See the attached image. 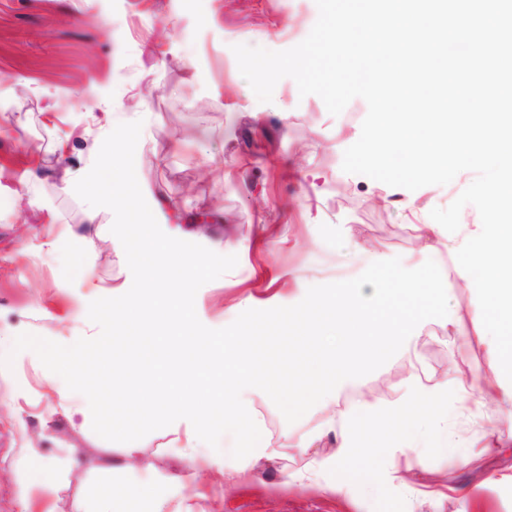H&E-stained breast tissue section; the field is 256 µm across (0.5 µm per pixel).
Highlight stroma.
Here are the masks:
<instances>
[{"mask_svg": "<svg viewBox=\"0 0 512 512\" xmlns=\"http://www.w3.org/2000/svg\"><path fill=\"white\" fill-rule=\"evenodd\" d=\"M317 18L315 0H0V356L23 332L58 342L96 333L90 302L104 288L116 297L130 288L112 211L74 192L121 123H143L135 172L160 228L238 258L196 294L207 327L232 323L247 295L257 309L290 306L311 286L355 278L378 250L418 267L411 209L426 216L448 207L474 172L383 195L378 181L342 169L368 111L363 99L334 116L285 77L263 103L239 71L234 45L285 50ZM204 214L206 233L198 227ZM89 222L98 234L90 254L80 240ZM448 296V318L423 321L410 350L295 423L263 391H247L277 454L246 469L231 457L228 435L219 449H205L224 462L211 468L179 458L184 435L172 426L137 440L132 457L92 428L73 429L46 368L21 352L0 370V512H77L107 485L128 512H154L153 502L129 496L142 483L155 486L167 512H512L511 440L491 441L490 452L462 470L438 436L421 433L427 466L420 471L378 437L369 479L345 497L323 492L312 475L314 460L334 454L335 435L301 453L282 446L286 435L346 407L398 402L412 376L427 390L449 379L482 389L494 377V349L471 325L448 330L449 318L474 310L476 293L452 277ZM503 412L490 398L449 403L448 437L481 438ZM71 448L78 462L55 493L24 484L29 453L60 459ZM450 482L462 494L417 493Z\"/></svg>", "mask_w": 512, "mask_h": 512, "instance_id": "stroma-1", "label": "stroma"}]
</instances>
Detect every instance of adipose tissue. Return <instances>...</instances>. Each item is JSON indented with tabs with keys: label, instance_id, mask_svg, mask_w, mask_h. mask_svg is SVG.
I'll use <instances>...</instances> for the list:
<instances>
[{
	"label": "adipose tissue",
	"instance_id": "1",
	"mask_svg": "<svg viewBox=\"0 0 512 512\" xmlns=\"http://www.w3.org/2000/svg\"><path fill=\"white\" fill-rule=\"evenodd\" d=\"M463 391V384L453 380L427 392L417 379L412 378L405 382L400 401L395 406L381 412L363 406L348 408L339 415L327 418L314 432L296 440L285 439L284 446L300 451L325 435L335 434L336 452L325 466L335 471L336 478L328 484L327 489L344 496L349 493L352 484L365 477L363 463L374 452L371 441L381 434H391L397 450L412 455L415 465L424 467L426 456L413 434L420 429L440 432L444 419L439 415L422 413L421 405L429 403L442 406L449 399L460 397Z\"/></svg>",
	"mask_w": 512,
	"mask_h": 512
}]
</instances>
